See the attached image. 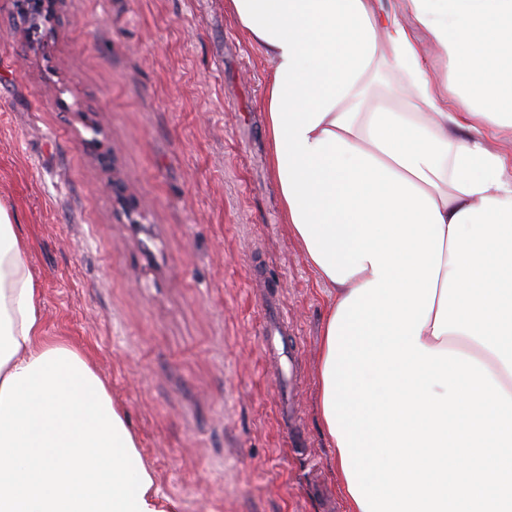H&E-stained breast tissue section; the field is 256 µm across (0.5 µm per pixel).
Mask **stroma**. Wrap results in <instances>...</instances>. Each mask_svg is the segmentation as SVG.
<instances>
[{
    "label": "stroma",
    "instance_id": "obj_1",
    "mask_svg": "<svg viewBox=\"0 0 512 512\" xmlns=\"http://www.w3.org/2000/svg\"><path fill=\"white\" fill-rule=\"evenodd\" d=\"M18 9L0 0V203L47 336L88 359L178 512H347L316 413L326 290L269 174L265 60L225 0H62L37 35Z\"/></svg>",
    "mask_w": 512,
    "mask_h": 512
}]
</instances>
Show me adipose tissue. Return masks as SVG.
Segmentation results:
<instances>
[{"instance_id": "1", "label": "adipose tissue", "mask_w": 512, "mask_h": 512, "mask_svg": "<svg viewBox=\"0 0 512 512\" xmlns=\"http://www.w3.org/2000/svg\"><path fill=\"white\" fill-rule=\"evenodd\" d=\"M362 3L373 59L307 139L334 132L433 198L444 241L420 342L475 357L512 395V153L492 146L512 129V0H407L408 25ZM27 253L0 205V512H166L123 408L79 349L47 336ZM313 271L329 322L374 278Z\"/></svg>"}]
</instances>
